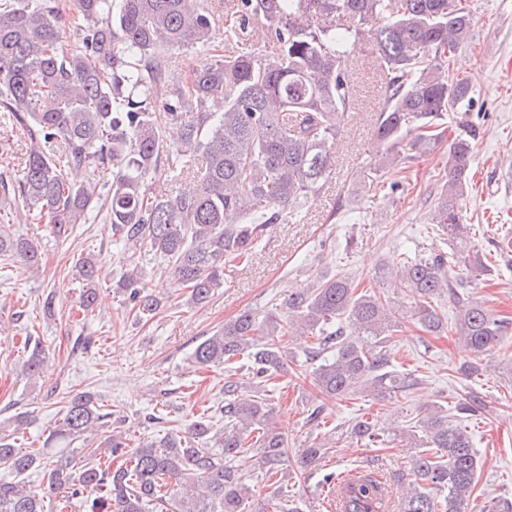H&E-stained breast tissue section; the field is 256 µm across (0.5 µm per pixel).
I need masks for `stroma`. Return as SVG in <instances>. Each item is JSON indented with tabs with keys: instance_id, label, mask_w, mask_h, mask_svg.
<instances>
[{
	"instance_id": "1",
	"label": "stroma",
	"mask_w": 512,
	"mask_h": 512,
	"mask_svg": "<svg viewBox=\"0 0 512 512\" xmlns=\"http://www.w3.org/2000/svg\"><path fill=\"white\" fill-rule=\"evenodd\" d=\"M465 4L473 20L471 36L449 65L455 75L471 78V110L479 115L481 134L473 144L463 215L487 270L469 273L464 290L495 315L512 319V254L496 246L500 231L512 233V0ZM351 57L355 110L340 129L330 177L298 212L267 227L247 265L226 268L223 286L204 307L189 303L185 287L172 275L156 274L152 284L164 294L161 307L149 322L136 321L115 288L121 250L109 224L99 218L76 225L64 240L46 225L22 223V205L0 194V213L16 231L37 241L42 257L35 272L16 261L0 263V320L10 325L9 333L0 336V421L29 413L26 445L41 448L67 400L82 391L109 405L113 429L125 432L130 446L170 428L187 432L205 408L224 397L225 371L201 372L191 365L201 337L246 309L284 312L289 290L339 272L360 291L401 302L394 363L417 370L422 382L395 403L360 395L326 401L305 360L312 338L282 336L294 363L279 376L272 398L278 426L292 447L301 448L320 431L308 421L310 410L324 405L327 417L322 431L328 450L293 488L303 512H331L322 484L329 472L343 474L367 464L393 493L407 485L412 448L397 440L370 447L343 438L342 430L357 417L392 430L436 405H454L471 391L480 393L486 410L482 419L466 423L480 466L468 512H481L491 498L512 496V337L491 353L473 357L456 336L422 331L412 316L413 298L376 276L379 265H398L433 245L448 249L447 235L431 222L434 199L446 181L448 146L440 144L394 168L379 165L372 127L384 90L369 43L357 42ZM27 147L22 131L0 117L1 178H17ZM384 180L398 181V189L375 193L376 183ZM88 254L101 269L100 305L86 315L78 309L75 262ZM50 294L55 309L48 315L43 301ZM28 336L39 338L46 355L43 374L32 381L20 373ZM472 360L485 370L478 378L462 380L455 367ZM156 412L163 422L153 420Z\"/></svg>"
}]
</instances>
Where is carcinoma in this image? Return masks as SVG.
Masks as SVG:
<instances>
[{
    "instance_id": "obj_1",
    "label": "carcinoma",
    "mask_w": 512,
    "mask_h": 512,
    "mask_svg": "<svg viewBox=\"0 0 512 512\" xmlns=\"http://www.w3.org/2000/svg\"><path fill=\"white\" fill-rule=\"evenodd\" d=\"M87 21L75 45L65 43L56 0H0V112L22 127L30 142L20 177L1 180L0 191L27 209L34 224H49L68 237L93 211L105 214L112 239L128 267L117 283L135 317L151 320L161 297L140 263L147 255L167 262L186 286L189 301L203 306L224 284L228 262L243 263L270 224L298 210L332 173L341 124L354 109L349 46L369 41L386 81V98L373 137L386 155L405 161L445 139L443 119L456 113L458 132L448 140V180L435 203L432 223L448 234L450 251L405 258L380 280H398L417 299L416 321L439 335L450 329L476 353L501 344L511 323L459 291V261L470 256L462 203L472 146L479 130L462 110L471 79L454 77L448 55L468 40L471 18L462 0H224V42L238 43L253 23L267 33L264 49L241 45L215 54L208 48L217 16L212 0H75ZM210 53L183 80L167 50ZM172 84L160 106L153 86ZM223 102L213 112L208 103ZM175 132L167 145L164 132ZM205 163L197 184L174 196L154 188L159 168L178 179ZM112 169V182L95 172ZM0 256L27 268L40 265L33 239L0 224ZM80 309L98 300V260H76ZM455 305L448 323L435 302ZM395 327L387 300L358 292L349 277H322L288 294V323L275 313L244 310L224 322L192 351V363L209 369L242 358L254 381L246 388L224 378V405L192 423V436L167 432L129 449L121 433H109L112 411L89 393L73 395L62 423L38 450L18 436L29 415L0 429V512H46L58 495L65 508L81 499L85 512H301L284 484L288 437L273 426L271 379L288 368L279 337L285 329L317 337L308 352L311 378L326 399L366 393L396 401L418 385L416 373L393 364ZM43 369L42 351L22 361L33 378ZM476 394L408 421L398 430L418 451L412 479L397 512H467L478 481L479 459L461 421L482 415ZM224 420L216 427L215 419ZM100 431L103 441L86 449L77 468L57 465L59 443ZM350 436L374 446L384 433L359 418ZM326 454L311 442L296 456L293 475ZM276 479L260 498L249 485V468ZM36 470L47 475L38 491L23 481ZM341 512H382L386 483L362 471L336 483Z\"/></svg>"
}]
</instances>
